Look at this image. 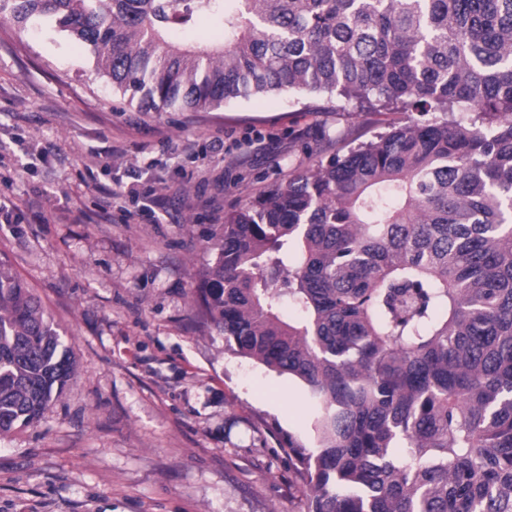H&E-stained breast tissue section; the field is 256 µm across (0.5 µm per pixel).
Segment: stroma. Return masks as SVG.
<instances>
[{
  "label": "stroma",
  "mask_w": 512,
  "mask_h": 512,
  "mask_svg": "<svg viewBox=\"0 0 512 512\" xmlns=\"http://www.w3.org/2000/svg\"><path fill=\"white\" fill-rule=\"evenodd\" d=\"M318 101L144 112L52 21L0 24V267L74 361L39 423L0 434V512H299L306 388L228 349L193 291L225 213L411 119Z\"/></svg>",
  "instance_id": "stroma-1"
}]
</instances>
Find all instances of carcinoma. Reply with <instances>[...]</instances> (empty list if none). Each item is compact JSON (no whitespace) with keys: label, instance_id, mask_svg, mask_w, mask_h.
<instances>
[{"label":"carcinoma","instance_id":"1","mask_svg":"<svg viewBox=\"0 0 512 512\" xmlns=\"http://www.w3.org/2000/svg\"><path fill=\"white\" fill-rule=\"evenodd\" d=\"M41 16L147 111L288 90L327 95L311 112L446 115L225 215L196 299L230 349L307 388L301 512H512V0H0L20 30ZM73 375L0 268V434Z\"/></svg>","mask_w":512,"mask_h":512}]
</instances>
